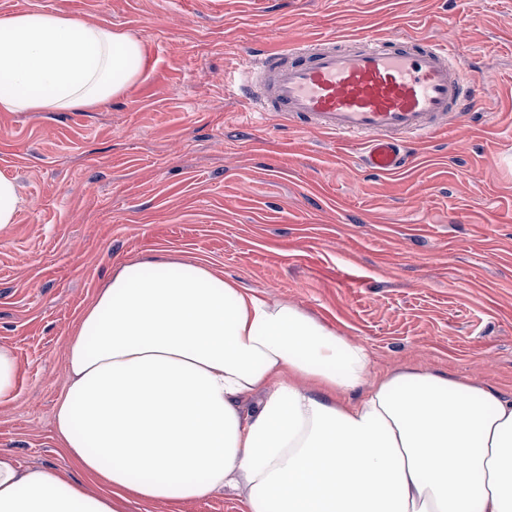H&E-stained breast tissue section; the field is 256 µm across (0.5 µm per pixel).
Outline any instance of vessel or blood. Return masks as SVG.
Listing matches in <instances>:
<instances>
[{
    "mask_svg": "<svg viewBox=\"0 0 512 512\" xmlns=\"http://www.w3.org/2000/svg\"><path fill=\"white\" fill-rule=\"evenodd\" d=\"M467 60L454 37L340 44L326 36L259 53L224 82L257 111L361 139L364 164L389 173L403 167L408 142L467 124L481 107L479 76Z\"/></svg>",
    "mask_w": 512,
    "mask_h": 512,
    "instance_id": "obj_1",
    "label": "vessel or blood"
}]
</instances>
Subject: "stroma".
Wrapping results in <instances>:
<instances>
[{
  "label": "stroma",
  "instance_id": "35a3bbf8",
  "mask_svg": "<svg viewBox=\"0 0 512 512\" xmlns=\"http://www.w3.org/2000/svg\"><path fill=\"white\" fill-rule=\"evenodd\" d=\"M125 31L145 69L104 106L0 112V345L19 361L0 450L88 477L60 448L67 345L110 268L179 256L364 345L512 400V0H0ZM464 41L487 82L469 126L411 142L379 174L364 146L231 95L243 49L333 34ZM130 512H243L236 491ZM22 199L15 180L0 174V228L14 224Z\"/></svg>",
  "mask_w": 512,
  "mask_h": 512
}]
</instances>
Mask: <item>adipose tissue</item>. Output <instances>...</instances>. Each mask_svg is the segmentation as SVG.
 I'll use <instances>...</instances> for the list:
<instances>
[{
	"label": "adipose tissue",
	"mask_w": 512,
	"mask_h": 512,
	"mask_svg": "<svg viewBox=\"0 0 512 512\" xmlns=\"http://www.w3.org/2000/svg\"><path fill=\"white\" fill-rule=\"evenodd\" d=\"M141 43L32 10L0 21V111L104 105ZM116 266L68 344L60 447L99 486L0 451V512H126L230 487L245 512H512V400L415 368L201 263ZM252 411H245V404Z\"/></svg>",
	"instance_id": "ef3b65f1"
}]
</instances>
